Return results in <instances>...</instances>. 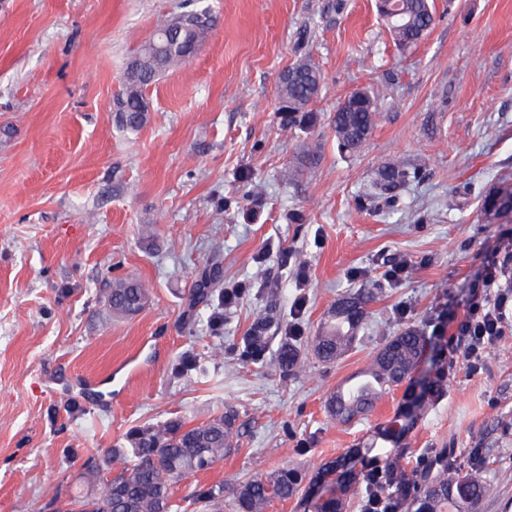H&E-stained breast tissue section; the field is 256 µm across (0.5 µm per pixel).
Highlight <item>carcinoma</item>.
I'll list each match as a JSON object with an SVG mask.
<instances>
[{
    "mask_svg": "<svg viewBox=\"0 0 512 512\" xmlns=\"http://www.w3.org/2000/svg\"><path fill=\"white\" fill-rule=\"evenodd\" d=\"M389 8L391 21L386 27L401 48L415 46L420 29L434 23L430 0H392ZM206 36L207 30L196 23L189 11L171 16L157 26L130 60L135 69L124 71L127 78L116 99L122 128L135 132L146 123L150 108L146 89L169 69L193 58ZM292 68V75L279 77L277 114L283 125L305 130L317 121L313 104L320 94L322 77L309 56L296 60ZM377 113V103L368 91L350 105H338L330 125L341 152L356 154L362 149L375 126ZM415 174L416 170L404 164L387 163L377 171L373 189L379 195L389 194ZM483 207L512 212V193L487 198ZM149 301L148 290L130 277L112 280L106 297L112 313L121 316L140 312ZM369 301L368 292L339 298L310 341L313 354L324 362H333L351 348ZM422 350L423 337L413 328L393 336L367 370L377 386L364 384L351 391L337 389L328 400L330 416L347 423L370 412L383 392L411 379ZM444 381L441 370L437 379L415 398L417 408H423L427 396L432 401L438 399ZM235 423L236 415L228 411L195 425L173 419L131 430L125 446L108 449L104 467L83 474V482L92 491L71 499L58 512H179L180 505L174 499L177 487L195 473L224 460L234 447ZM334 474L338 475L335 491L323 501L317 499L316 486ZM304 486L307 492L301 498L303 512H345L347 498L356 486L362 488L364 500H371L389 512H477L489 484L481 460H475L462 472L448 460L446 448L410 471L393 460L375 482L370 474L355 471L352 458L340 456L311 477L298 468L284 466L245 480L234 489L236 507L238 512H265L275 500L298 497ZM189 506L192 512H223L224 486L195 490Z\"/></svg>",
    "mask_w": 512,
    "mask_h": 512,
    "instance_id": "cac0c4a2",
    "label": "carcinoma"
}]
</instances>
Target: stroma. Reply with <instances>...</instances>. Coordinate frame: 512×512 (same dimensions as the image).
<instances>
[{
  "label": "stroma",
  "instance_id": "1",
  "mask_svg": "<svg viewBox=\"0 0 512 512\" xmlns=\"http://www.w3.org/2000/svg\"><path fill=\"white\" fill-rule=\"evenodd\" d=\"M432 2L429 34L402 49L375 0H209L216 27L147 89L148 121L130 133L114 112L125 66L194 0H0V512H52L53 492L83 494L82 473L133 428L228 410L234 449L178 493L220 484L236 512L239 482L370 445L443 365V395L397 445L413 464L441 448L463 469L481 458L478 512H512V333L476 369L455 341L472 283L512 237V220L483 208L512 191V0ZM305 55L323 82L302 132L276 109L280 72ZM362 89L379 112L348 156L330 117ZM304 150L320 161L300 172ZM395 160L418 177L374 195L376 170ZM397 256L411 262L398 285L383 276ZM128 276L150 303L118 317L105 298ZM204 278L247 290L230 307L192 303ZM367 289L354 347L318 361L308 346L328 311ZM260 318L256 359L246 338ZM408 327L425 338L413 383L365 418H331L329 396ZM287 344L300 351L288 372Z\"/></svg>",
  "mask_w": 512,
  "mask_h": 512
}]
</instances>
